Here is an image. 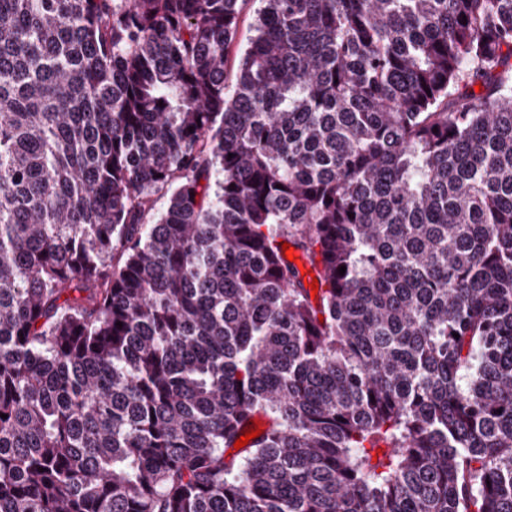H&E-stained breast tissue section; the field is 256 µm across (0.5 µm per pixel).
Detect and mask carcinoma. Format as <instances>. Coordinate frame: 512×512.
<instances>
[{
	"mask_svg": "<svg viewBox=\"0 0 512 512\" xmlns=\"http://www.w3.org/2000/svg\"><path fill=\"white\" fill-rule=\"evenodd\" d=\"M246 2L0 0V512H512V0ZM263 4L259 0H250L247 2L243 12L240 15L238 33L233 51L230 56L228 69L232 74V66L235 65L236 55H240L249 46L251 38L255 35L254 24L259 10Z\"/></svg>",
	"mask_w": 512,
	"mask_h": 512,
	"instance_id": "1",
	"label": "carcinoma"
}]
</instances>
